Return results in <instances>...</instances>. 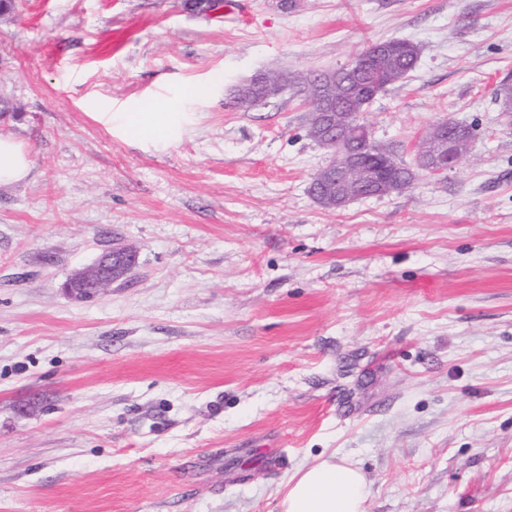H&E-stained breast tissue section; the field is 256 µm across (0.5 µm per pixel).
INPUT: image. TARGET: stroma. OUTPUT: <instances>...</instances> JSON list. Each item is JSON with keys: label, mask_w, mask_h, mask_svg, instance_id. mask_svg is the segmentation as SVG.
Here are the masks:
<instances>
[{"label": "stroma", "mask_w": 512, "mask_h": 512, "mask_svg": "<svg viewBox=\"0 0 512 512\" xmlns=\"http://www.w3.org/2000/svg\"><path fill=\"white\" fill-rule=\"evenodd\" d=\"M391 38L410 77L364 119L413 165L438 121L460 166L345 208L295 86ZM512 0H15L0 13V512H279L299 469H360L365 512H512ZM211 85L203 100L187 86ZM154 103L181 137L100 119ZM95 299L62 283L115 248ZM255 81L259 82L260 76H257L254 78ZM261 84L265 87V92L263 94V87L260 83L256 84L253 88V93L256 97H260L263 94V98H259L257 100H252L244 97L239 98V102L242 104H246L249 107H253L258 105L259 103H262L264 101H268L271 98L277 97L279 94H281L284 91L283 83L282 82H272L266 78H262ZM31 167L29 152L12 137L0 135V184L21 181Z\"/></svg>", "instance_id": "stroma-1"}]
</instances>
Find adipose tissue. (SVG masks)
<instances>
[{
	"instance_id": "obj_1",
	"label": "adipose tissue",
	"mask_w": 512,
	"mask_h": 512,
	"mask_svg": "<svg viewBox=\"0 0 512 512\" xmlns=\"http://www.w3.org/2000/svg\"><path fill=\"white\" fill-rule=\"evenodd\" d=\"M103 120L128 137L151 143L179 138L181 123L176 113L158 106L144 112H106ZM367 487L358 468L327 458L298 470L288 481L279 503L280 512H365Z\"/></svg>"
}]
</instances>
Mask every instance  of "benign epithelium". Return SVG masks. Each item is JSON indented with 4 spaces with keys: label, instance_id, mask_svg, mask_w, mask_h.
<instances>
[{
    "label": "benign epithelium",
    "instance_id": "benign-epithelium-1",
    "mask_svg": "<svg viewBox=\"0 0 512 512\" xmlns=\"http://www.w3.org/2000/svg\"><path fill=\"white\" fill-rule=\"evenodd\" d=\"M265 87L263 97L252 100L241 97L239 102L250 107L274 98L284 91L283 83L255 77ZM313 115L309 123L310 135L331 154H340L338 163H331L319 171L335 191L329 203L342 207L356 198L379 196L398 190L389 162L359 150L346 148L357 143L367 130L347 123L342 112L328 110L326 98L308 104ZM465 157L460 132L448 134V123H443L430 147L420 153L422 168L435 175L455 170ZM134 263V253L127 248L111 249L100 255L90 266L76 272L62 285L63 292L76 300H89L101 295L112 283L125 277Z\"/></svg>",
    "mask_w": 512,
    "mask_h": 512
}]
</instances>
